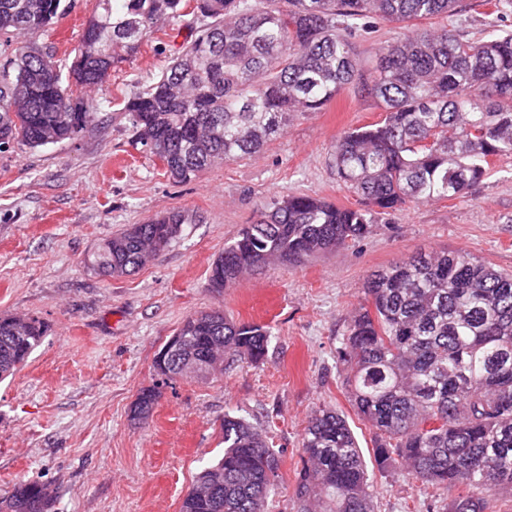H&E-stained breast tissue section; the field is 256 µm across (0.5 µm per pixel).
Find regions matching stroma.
<instances>
[{"label":"stroma","instance_id":"1","mask_svg":"<svg viewBox=\"0 0 512 512\" xmlns=\"http://www.w3.org/2000/svg\"><path fill=\"white\" fill-rule=\"evenodd\" d=\"M62 2L66 13L39 43L67 65L95 0ZM166 60L148 46L112 70L88 93L97 110L78 139L0 153V315L49 326L26 365L0 381V494L36 480L56 490L54 512H179L197 473L223 455L229 413L281 452L283 485L269 512H296L302 433L326 408L343 414L357 438L377 512H431L441 489L409 486L399 471L375 465L374 434L354 414L336 345L368 275L394 261L460 251L512 271V156L494 160L462 196L377 216L360 242L302 266L251 271L218 291L209 286L212 263L268 200L310 194L355 204L330 168L332 145L382 114L345 89L325 110L295 117L260 153L178 183L131 145L112 109ZM170 213L184 218L180 236L139 272L113 278L85 267L101 239ZM212 309L269 326L265 359L177 380L146 420L131 422L163 344L187 317Z\"/></svg>","mask_w":512,"mask_h":512}]
</instances>
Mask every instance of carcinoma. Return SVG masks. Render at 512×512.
<instances>
[{"label":"carcinoma","mask_w":512,"mask_h":512,"mask_svg":"<svg viewBox=\"0 0 512 512\" xmlns=\"http://www.w3.org/2000/svg\"><path fill=\"white\" fill-rule=\"evenodd\" d=\"M61 0H0V152L74 140L93 118L87 90L147 43L186 33L149 85L123 100L132 143L185 182L260 152L298 114L320 112L346 87L384 112L336 138L331 167L358 208L286 195L224 245L210 287L278 262L301 265L366 238L373 215L407 203L452 199L480 183L494 157L512 155V30L498 21L471 41L448 26L460 0H96L68 82L38 44ZM401 37L365 64L357 53L378 21ZM428 21L430 27L419 24ZM182 215L133 224L103 240L88 268L136 273L178 237ZM209 361L170 371L207 377L224 360L258 362L269 327L221 312L178 329ZM48 335L38 318L0 316V380L24 365ZM336 364L359 420L374 432V461L446 496L439 512H492L512 496V273L463 252L419 255L370 275L363 301L336 346ZM224 455L206 466L180 512H268L279 488L280 451L245 418L224 415ZM297 512H376L373 485L347 418L321 410L301 439ZM53 491L22 481L0 512H53Z\"/></svg>","instance_id":"carcinoma-1"}]
</instances>
